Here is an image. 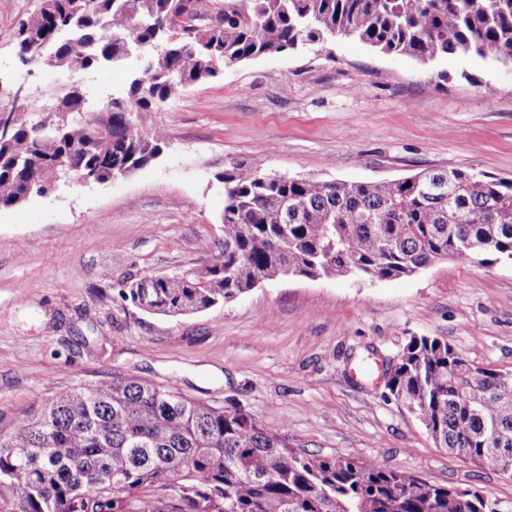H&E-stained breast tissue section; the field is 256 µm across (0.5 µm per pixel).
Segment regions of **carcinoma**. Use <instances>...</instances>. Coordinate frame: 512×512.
I'll return each instance as SVG.
<instances>
[{
    "instance_id": "cac0c4a2",
    "label": "carcinoma",
    "mask_w": 512,
    "mask_h": 512,
    "mask_svg": "<svg viewBox=\"0 0 512 512\" xmlns=\"http://www.w3.org/2000/svg\"><path fill=\"white\" fill-rule=\"evenodd\" d=\"M203 26L181 0H44L22 19L19 51L62 71L155 58L126 95L39 94L0 122V208L44 183L147 165L168 134L151 113L226 67L284 48L353 37L433 63L491 56L512 67V0H250ZM162 55L155 56L156 47ZM42 113L35 122L30 113ZM224 252L121 290L178 316L233 301L260 281L411 276L451 257L512 261V179L462 169L396 180L321 182L224 167ZM449 454L512 469V371L476 373L448 342L412 338L388 383ZM494 497L448 493L403 470L299 454L276 429L178 389L114 376L62 388L0 427V512H495Z\"/></svg>"
}]
</instances>
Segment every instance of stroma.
Here are the masks:
<instances>
[{
    "instance_id": "1",
    "label": "stroma",
    "mask_w": 512,
    "mask_h": 512,
    "mask_svg": "<svg viewBox=\"0 0 512 512\" xmlns=\"http://www.w3.org/2000/svg\"><path fill=\"white\" fill-rule=\"evenodd\" d=\"M39 5L0 0V111L22 82L35 93L76 85L94 98L124 87L136 60L91 74L23 64L17 24ZM152 122L169 139L148 165L0 208V424L116 373L243 411L299 453L512 501V477L448 455L386 385L414 336L512 370V263L447 259L362 283L287 278L179 317L121 297L130 281L219 256V175L232 163L328 182L451 168L512 179V68L454 56L424 67L342 39L226 68Z\"/></svg>"
}]
</instances>
